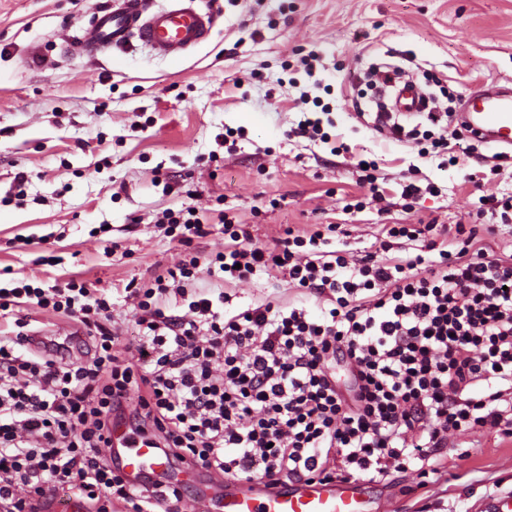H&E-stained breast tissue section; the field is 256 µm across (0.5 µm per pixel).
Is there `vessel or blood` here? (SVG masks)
Masks as SVG:
<instances>
[{
  "mask_svg": "<svg viewBox=\"0 0 512 512\" xmlns=\"http://www.w3.org/2000/svg\"><path fill=\"white\" fill-rule=\"evenodd\" d=\"M214 28L210 11L197 0H169L167 7L150 11L144 0H113L96 12L78 39L81 48L121 50L139 39L157 54L183 58L207 41ZM467 137L512 148V92L491 88L466 97L458 122ZM29 348L64 356L85 350L81 331L60 326L30 336ZM110 454L128 483L141 486L157 480L176 481L179 474L151 432L112 428ZM197 492L196 512H367L369 485L361 480H285L267 486L265 480H216L204 470L192 472Z\"/></svg>",
  "mask_w": 512,
  "mask_h": 512,
  "instance_id": "b4317fda",
  "label": "vessel or blood"
}]
</instances>
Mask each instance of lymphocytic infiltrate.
Wrapping results in <instances>:
<instances>
[{
  "label": "lymphocytic infiltrate",
  "mask_w": 512,
  "mask_h": 512,
  "mask_svg": "<svg viewBox=\"0 0 512 512\" xmlns=\"http://www.w3.org/2000/svg\"><path fill=\"white\" fill-rule=\"evenodd\" d=\"M429 224H392L387 259L349 260L327 251L321 232L252 243L226 224L222 252L205 263L223 281L271 271L322 299L268 301L224 312V293L199 291L189 315L168 312L169 283L195 276L200 257L126 286L135 311L137 357L119 355L105 289L70 279L47 288L0 287V311L20 304L75 320L88 361L25 352L27 317L0 336V512H33L62 488L91 512H177L182 485L133 490L104 453L115 420L152 431L174 462L238 480H377L427 465L449 434L512 436V256L490 254L476 229L452 240ZM415 253L392 255L394 241ZM345 362L350 389L332 364Z\"/></svg>",
  "instance_id": "lymphocytic-infiltrate-1"
}]
</instances>
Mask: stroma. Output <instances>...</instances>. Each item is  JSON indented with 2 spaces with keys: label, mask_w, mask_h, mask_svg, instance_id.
<instances>
[{
  "label": "stroma",
  "mask_w": 512,
  "mask_h": 512,
  "mask_svg": "<svg viewBox=\"0 0 512 512\" xmlns=\"http://www.w3.org/2000/svg\"><path fill=\"white\" fill-rule=\"evenodd\" d=\"M110 2L0 0L1 286L77 276L107 289L128 357L137 327L125 286H150L189 256L221 251L228 222L260 246L320 230L327 250L380 260L384 225L461 223L512 255V223L476 214L481 196L512 194V162L472 139L450 140L452 163L379 133L359 82L387 60L416 73L440 108L459 110L464 96L512 81V0H200L215 27L183 60L138 43L116 56L73 50ZM35 46L45 52L39 67L27 63ZM304 90L312 101L303 106ZM325 105L331 143L290 136ZM335 141L343 152H332ZM362 159L378 166L382 204L359 182ZM20 171L28 181L19 190ZM410 172L423 193L409 206ZM359 201L363 210L346 211ZM188 203L206 233L186 248L159 220ZM217 287L232 310L271 300L321 314L282 275L224 285L203 269L168 308L184 314L195 291ZM437 464L425 481L409 469L372 483L380 512H476L480 498L512 490V438L498 433L449 438Z\"/></svg>",
  "instance_id": "35a3bbf8"
}]
</instances>
